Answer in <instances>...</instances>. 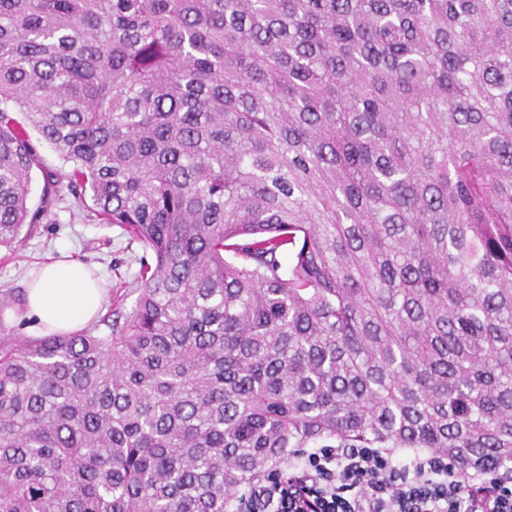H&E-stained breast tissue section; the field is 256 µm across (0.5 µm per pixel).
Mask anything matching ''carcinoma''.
I'll return each instance as SVG.
<instances>
[{
	"label": "carcinoma",
	"mask_w": 512,
	"mask_h": 512,
	"mask_svg": "<svg viewBox=\"0 0 512 512\" xmlns=\"http://www.w3.org/2000/svg\"><path fill=\"white\" fill-rule=\"evenodd\" d=\"M43 143L142 255L90 329L0 317V512L512 466V0H0V248Z\"/></svg>",
	"instance_id": "1"
}]
</instances>
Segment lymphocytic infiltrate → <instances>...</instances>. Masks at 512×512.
Masks as SVG:
<instances>
[{
    "instance_id": "lymphocytic-infiltrate-1",
    "label": "lymphocytic infiltrate",
    "mask_w": 512,
    "mask_h": 512,
    "mask_svg": "<svg viewBox=\"0 0 512 512\" xmlns=\"http://www.w3.org/2000/svg\"><path fill=\"white\" fill-rule=\"evenodd\" d=\"M240 512H512V469L462 483L447 460L415 450L319 448L293 465L287 487L260 486Z\"/></svg>"
}]
</instances>
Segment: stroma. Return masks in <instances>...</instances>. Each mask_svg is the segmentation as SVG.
Masks as SVG:
<instances>
[{"mask_svg":"<svg viewBox=\"0 0 512 512\" xmlns=\"http://www.w3.org/2000/svg\"><path fill=\"white\" fill-rule=\"evenodd\" d=\"M141 247L120 227L100 223L94 211L60 191L48 214L32 234L14 250L0 249V291L10 292L13 306L6 322L17 335L36 337L32 320L21 321L26 281L40 265L56 259H72L97 273L104 288V301L131 307L135 301V277Z\"/></svg>","mask_w":512,"mask_h":512,"instance_id":"obj_1","label":"stroma"}]
</instances>
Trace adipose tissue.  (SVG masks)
I'll return each instance as SVG.
<instances>
[{
  "label": "adipose tissue",
  "mask_w": 512,
  "mask_h": 512,
  "mask_svg": "<svg viewBox=\"0 0 512 512\" xmlns=\"http://www.w3.org/2000/svg\"><path fill=\"white\" fill-rule=\"evenodd\" d=\"M103 289L78 261L44 264L26 291V312L45 332L68 333L88 325L98 314Z\"/></svg>",
  "instance_id": "obj_1"
}]
</instances>
